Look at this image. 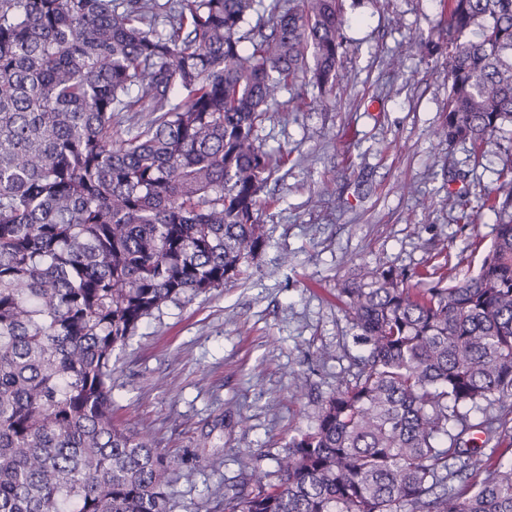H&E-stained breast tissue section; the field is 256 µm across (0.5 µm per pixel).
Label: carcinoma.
Instances as JSON below:
<instances>
[{
	"mask_svg": "<svg viewBox=\"0 0 512 512\" xmlns=\"http://www.w3.org/2000/svg\"><path fill=\"white\" fill-rule=\"evenodd\" d=\"M346 22L344 0H0V512H171L181 462L112 421V355L266 248L285 157L258 129L297 79L336 86ZM443 45L448 145L511 138L512 0H448ZM480 199L473 275L341 284L352 379L277 483L253 468L209 512H512V190Z\"/></svg>",
	"mask_w": 512,
	"mask_h": 512,
	"instance_id": "1",
	"label": "carcinoma"
}]
</instances>
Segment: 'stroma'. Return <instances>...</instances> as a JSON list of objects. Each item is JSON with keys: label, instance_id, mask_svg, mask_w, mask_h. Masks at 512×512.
Here are the masks:
<instances>
[{"label": "stroma", "instance_id": "obj_1", "mask_svg": "<svg viewBox=\"0 0 512 512\" xmlns=\"http://www.w3.org/2000/svg\"><path fill=\"white\" fill-rule=\"evenodd\" d=\"M446 0H360L348 13L341 85L283 91L260 136L288 154L260 215L268 245L247 279L169 303L112 356V419L144 426L183 466L174 512H205L244 468L274 473L297 430L354 372L361 348L336 290L357 265L414 275L458 262L474 273L495 216L476 194L497 190L505 154L488 139L480 160L448 145ZM464 193L466 209L449 193ZM471 221H463L462 213ZM307 387L295 392L291 375Z\"/></svg>", "mask_w": 512, "mask_h": 512}]
</instances>
